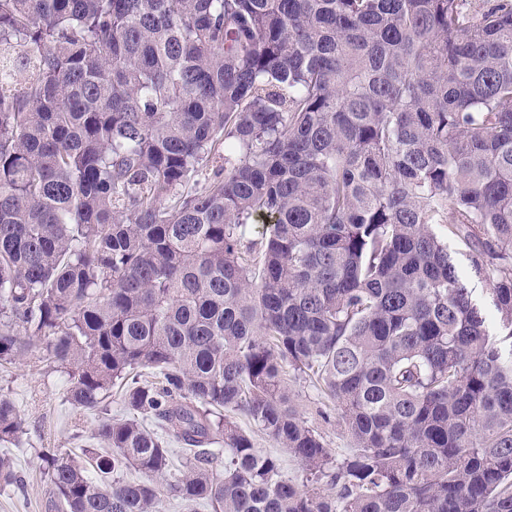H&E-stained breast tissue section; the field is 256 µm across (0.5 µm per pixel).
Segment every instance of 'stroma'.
<instances>
[{"instance_id": "obj_1", "label": "stroma", "mask_w": 512, "mask_h": 512, "mask_svg": "<svg viewBox=\"0 0 512 512\" xmlns=\"http://www.w3.org/2000/svg\"><path fill=\"white\" fill-rule=\"evenodd\" d=\"M286 384L295 394L302 419L323 438L327 447L342 452L351 445L341 411L311 383L288 374ZM71 377L28 356L0 367V392L9 394L27 428L18 442H0L25 479L24 489L0 488V512H52L42 479L41 452L78 450L87 443L93 416L74 409L67 400Z\"/></svg>"}]
</instances>
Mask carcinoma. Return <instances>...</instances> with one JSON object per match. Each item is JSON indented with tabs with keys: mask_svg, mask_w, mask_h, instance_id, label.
<instances>
[{
	"mask_svg": "<svg viewBox=\"0 0 512 512\" xmlns=\"http://www.w3.org/2000/svg\"><path fill=\"white\" fill-rule=\"evenodd\" d=\"M465 2L0 0V366L95 416L55 512H512V0ZM296 396L301 418L323 438L326 446L335 452L350 448L351 439L336 402L327 399L311 383L289 369L285 379ZM238 423L246 430L252 431L255 448L267 453L278 455L281 459L283 473L290 478L302 481L303 472L299 463L288 455L282 448H275L274 443L264 434L257 431L253 424H250L244 416L236 417Z\"/></svg>",
	"mask_w": 512,
	"mask_h": 512,
	"instance_id": "obj_1",
	"label": "carcinoma"
}]
</instances>
